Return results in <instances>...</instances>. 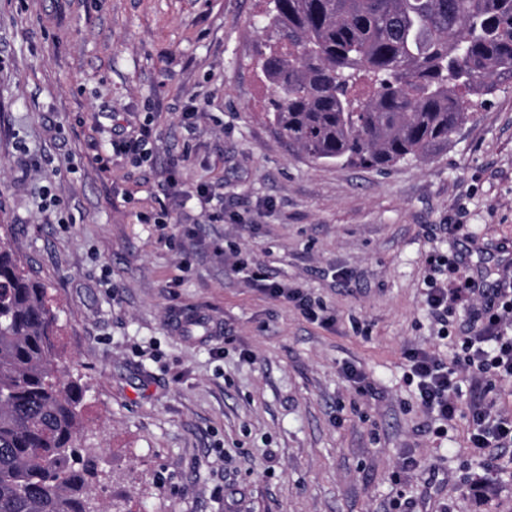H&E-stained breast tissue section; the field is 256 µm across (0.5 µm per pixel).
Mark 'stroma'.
Segmentation results:
<instances>
[{"label": "stroma", "mask_w": 512, "mask_h": 512, "mask_svg": "<svg viewBox=\"0 0 512 512\" xmlns=\"http://www.w3.org/2000/svg\"><path fill=\"white\" fill-rule=\"evenodd\" d=\"M263 7L0 0V225L86 390L92 491L124 512H512V447L491 462L468 445L474 413L512 416V378L461 375L440 424L403 358L451 360L512 286V83L427 158L319 163L265 117ZM117 125L149 127L147 161L113 148ZM200 185L223 188V218ZM257 268L318 320L253 288ZM463 275L481 292L440 338L423 289Z\"/></svg>", "instance_id": "35a3bbf8"}]
</instances>
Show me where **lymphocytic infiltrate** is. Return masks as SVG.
<instances>
[{
	"label": "lymphocytic infiltrate",
	"mask_w": 512,
	"mask_h": 512,
	"mask_svg": "<svg viewBox=\"0 0 512 512\" xmlns=\"http://www.w3.org/2000/svg\"><path fill=\"white\" fill-rule=\"evenodd\" d=\"M474 292V284L467 278L452 289L432 280L425 302L435 322L443 325L454 304ZM493 296L494 303L477 318L471 335L460 339L461 352L453 362H444L422 349L405 351L408 377L415 380L421 404L428 413L444 420L455 416L458 369L482 380L512 377V289H494Z\"/></svg>",
	"instance_id": "lymphocytic-infiltrate-1"
}]
</instances>
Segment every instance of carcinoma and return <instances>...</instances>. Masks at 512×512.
Masks as SVG:
<instances>
[{"label": "carcinoma", "mask_w": 512, "mask_h": 512, "mask_svg": "<svg viewBox=\"0 0 512 512\" xmlns=\"http://www.w3.org/2000/svg\"><path fill=\"white\" fill-rule=\"evenodd\" d=\"M266 116L325 163L385 169L448 144L466 97L512 81V0H272ZM47 289L0 237V512H105L84 389L55 359Z\"/></svg>", "instance_id": "1"}]
</instances>
